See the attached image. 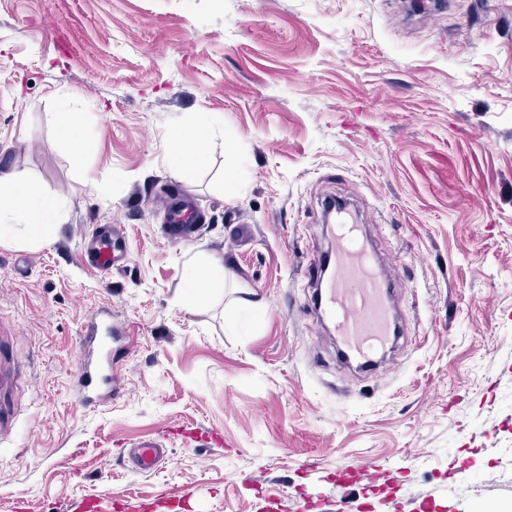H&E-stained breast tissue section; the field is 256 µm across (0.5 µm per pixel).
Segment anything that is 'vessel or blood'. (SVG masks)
Listing matches in <instances>:
<instances>
[{
	"label": "vessel or blood",
	"instance_id": "b4317fda",
	"mask_svg": "<svg viewBox=\"0 0 512 512\" xmlns=\"http://www.w3.org/2000/svg\"><path fill=\"white\" fill-rule=\"evenodd\" d=\"M205 221L193 197L178 183H171L163 203V224L169 241H188ZM329 231L333 249L313 255L308 264L307 273L317 291L312 312L332 325L345 362L370 371L378 355L390 352L400 339L392 306L393 288L363 235L356 213L346 207L338 209ZM80 258L100 274L123 269L128 253L118 225L93 230L80 247ZM112 340L110 317L102 313L91 318L72 371L84 405L95 406L112 398ZM15 372L8 342L0 336V434L12 423L9 391ZM165 451L166 439L160 436L140 442L133 455L138 467L148 470ZM372 469L367 461L350 463L339 470L336 482L349 485L370 480Z\"/></svg>",
	"mask_w": 512,
	"mask_h": 512
}]
</instances>
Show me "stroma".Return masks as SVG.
Here are the masks:
<instances>
[{
  "instance_id": "1",
  "label": "stroma",
  "mask_w": 512,
  "mask_h": 512,
  "mask_svg": "<svg viewBox=\"0 0 512 512\" xmlns=\"http://www.w3.org/2000/svg\"><path fill=\"white\" fill-rule=\"evenodd\" d=\"M427 2L0 0V172L66 201L50 243L0 245L22 404L0 512L512 508V0ZM184 136L202 156L177 177ZM176 178L206 213L181 244L162 232ZM329 196L358 199L399 290L406 342L371 375L300 274L331 245ZM104 224L129 255L108 277L79 259ZM103 308L129 340L87 408L70 371ZM165 431L167 457L133 468L128 445ZM361 460L377 481L337 486Z\"/></svg>"
}]
</instances>
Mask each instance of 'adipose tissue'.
<instances>
[{
	"instance_id": "ef3b65f1",
	"label": "adipose tissue",
	"mask_w": 512,
	"mask_h": 512,
	"mask_svg": "<svg viewBox=\"0 0 512 512\" xmlns=\"http://www.w3.org/2000/svg\"><path fill=\"white\" fill-rule=\"evenodd\" d=\"M59 197L36 190L13 172L0 173V243L48 241L63 220Z\"/></svg>"
}]
</instances>
